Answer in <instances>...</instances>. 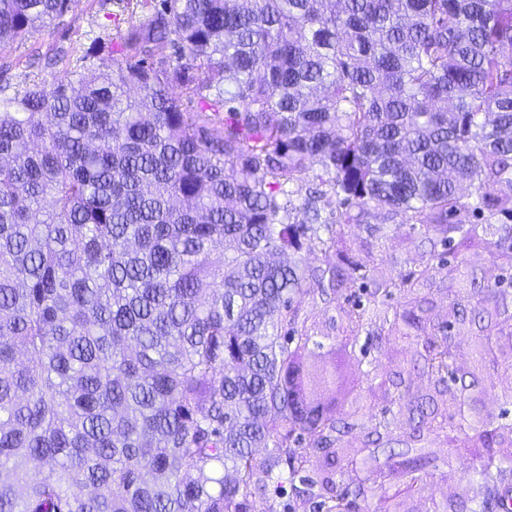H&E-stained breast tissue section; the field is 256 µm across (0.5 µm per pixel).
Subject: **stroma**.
Returning a JSON list of instances; mask_svg holds the SVG:
<instances>
[{
  "label": "stroma",
  "mask_w": 512,
  "mask_h": 512,
  "mask_svg": "<svg viewBox=\"0 0 512 512\" xmlns=\"http://www.w3.org/2000/svg\"><path fill=\"white\" fill-rule=\"evenodd\" d=\"M122 13L118 0H72L62 17L0 52V80L5 83L0 95L12 96L15 90L33 81L52 83L70 79L76 59L94 42L101 44L102 49L89 58V65L109 69L112 55L108 48L118 36L113 18ZM401 222V217L372 209L363 223L348 225L346 232L354 243L355 259L369 262L386 278L433 264V240L421 233L408 232ZM347 307L341 295L331 300L318 294L306 297L303 313L307 333L314 342L305 347L304 353L316 362H342L345 375L361 395L358 403L340 402L342 413L360 424L370 423L374 418L389 420L391 438H400L401 431L395 424L397 410L386 400L387 382L402 369L404 357L416 352L417 344L374 340V316L369 310L364 313L365 327L357 341H350L342 320ZM423 447L434 459L431 482L437 492L431 495L424 489L416 491L405 498L401 512H434L435 506L448 507L478 493L475 475L462 474L450 466L449 447L437 446L430 437L424 440Z\"/></svg>",
  "instance_id": "stroma-1"
}]
</instances>
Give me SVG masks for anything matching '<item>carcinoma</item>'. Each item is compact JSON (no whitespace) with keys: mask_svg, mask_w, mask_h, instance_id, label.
<instances>
[{"mask_svg":"<svg viewBox=\"0 0 512 512\" xmlns=\"http://www.w3.org/2000/svg\"><path fill=\"white\" fill-rule=\"evenodd\" d=\"M70 2L0 0V53ZM119 2L145 16L111 69L0 101V512H248L265 480L315 471L325 512H400L427 462L345 479L354 461L332 448L356 424L336 361L298 354L303 303L345 294L355 340L361 297L396 293L375 338L410 337L433 268L369 290L344 237L368 207L436 233L440 269L480 232L512 268V0ZM461 181L496 193L473 206ZM314 248L346 267L311 269ZM480 321L450 290L448 322L420 327L414 368L446 408L392 382L400 443L442 433L474 460L481 497L454 512H504L512 489V426L468 402L484 368L512 363V324L480 327L466 372L452 344ZM387 429L362 448L405 454ZM293 490L288 512L315 496L307 478Z\"/></svg>","mask_w":512,"mask_h":512,"instance_id":"cac0c4a2","label":"carcinoma"}]
</instances>
